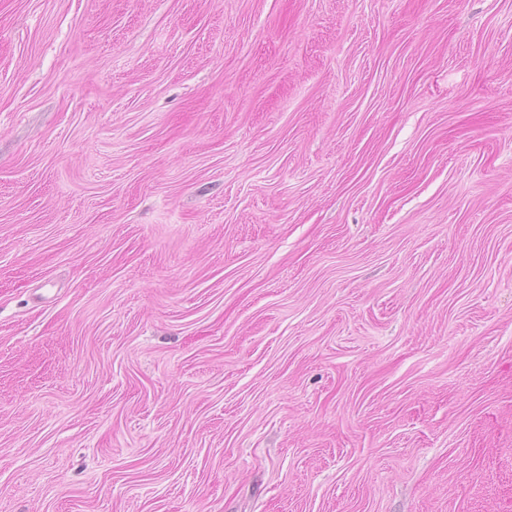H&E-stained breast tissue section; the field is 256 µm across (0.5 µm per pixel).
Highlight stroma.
Masks as SVG:
<instances>
[{"mask_svg":"<svg viewBox=\"0 0 512 512\" xmlns=\"http://www.w3.org/2000/svg\"><path fill=\"white\" fill-rule=\"evenodd\" d=\"M0 512H512V0H0Z\"/></svg>","mask_w":512,"mask_h":512,"instance_id":"1","label":"stroma"}]
</instances>
